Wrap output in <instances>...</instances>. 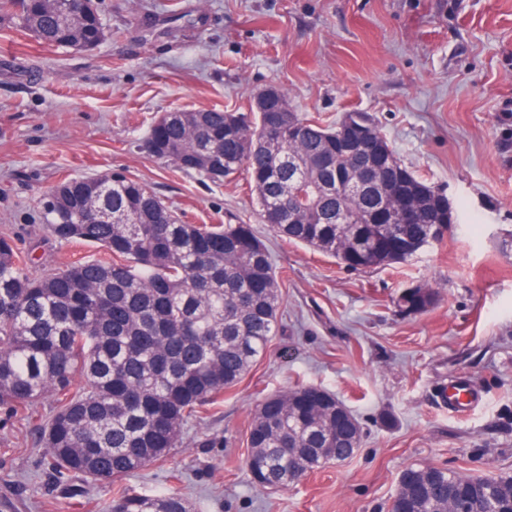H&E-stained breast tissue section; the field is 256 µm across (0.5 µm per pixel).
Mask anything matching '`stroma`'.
Instances as JSON below:
<instances>
[{"label": "stroma", "mask_w": 512, "mask_h": 512, "mask_svg": "<svg viewBox=\"0 0 512 512\" xmlns=\"http://www.w3.org/2000/svg\"><path fill=\"white\" fill-rule=\"evenodd\" d=\"M109 31L89 52L43 47L0 25V233L36 273L101 256L39 221L61 178L120 173L190 224L253 225L282 282L280 330L219 409L191 422L165 460L122 477L175 491L194 512H388L401 471L512 475V0H102ZM282 89L298 112L368 113L402 163L452 202L443 242L391 269L355 271L281 240L244 177L201 181L139 148L175 110L248 111ZM416 285L436 304L406 316ZM464 379L482 401L449 415L438 393ZM298 385L359 419L350 459L278 490L245 459L258 404ZM0 412V512H103L104 485L57 486L36 425ZM437 292L421 285L404 289L396 298L395 305L406 314H419L433 307Z\"/></svg>", "instance_id": "1"}]
</instances>
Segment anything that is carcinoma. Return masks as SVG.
Listing matches in <instances>:
<instances>
[{"label": "carcinoma", "mask_w": 512, "mask_h": 512, "mask_svg": "<svg viewBox=\"0 0 512 512\" xmlns=\"http://www.w3.org/2000/svg\"><path fill=\"white\" fill-rule=\"evenodd\" d=\"M18 20L47 48L99 45V4L0 0V20ZM265 112L207 109L162 114L142 140L163 164L214 184L242 173L261 220L280 237L345 263L356 248L364 270L400 264L442 241L444 193L401 163L373 119L377 188L387 198H338L330 182L351 180L371 157L336 150L340 121L304 117L275 87ZM65 178L40 198V221L60 242L98 247L112 259H83L35 274L10 236H0V408L26 419L50 397L39 428L43 461L57 483L79 477L112 485L180 447L185 427L238 384L276 336L281 282L249 224H187L146 185L112 175ZM412 205L419 222L401 224L392 248L370 241ZM336 213L342 223L315 224ZM437 292L404 289L395 305L419 314ZM301 393H316L304 403ZM362 430L351 410L336 416V396L297 386L267 397L248 434L246 465L264 468L263 488H287L302 475L346 461ZM512 512V475L466 476L435 466L405 468L394 512ZM105 512H191L176 492H112Z\"/></svg>", "instance_id": "obj_1"}]
</instances>
